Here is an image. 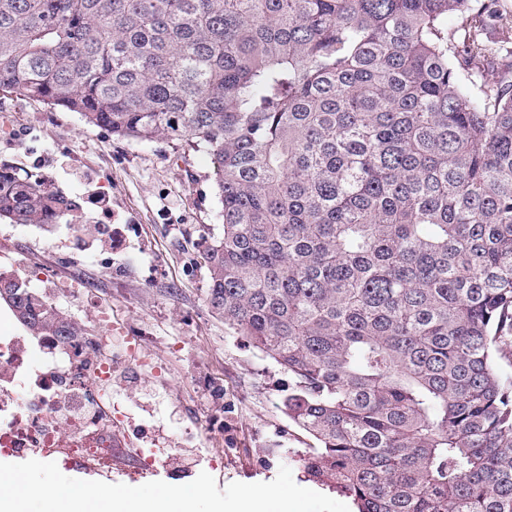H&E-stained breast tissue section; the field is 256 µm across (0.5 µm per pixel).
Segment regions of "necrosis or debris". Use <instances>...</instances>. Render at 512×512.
Listing matches in <instances>:
<instances>
[{"instance_id": "obj_1", "label": "necrosis or debris", "mask_w": 512, "mask_h": 512, "mask_svg": "<svg viewBox=\"0 0 512 512\" xmlns=\"http://www.w3.org/2000/svg\"><path fill=\"white\" fill-rule=\"evenodd\" d=\"M98 336L61 342L0 335V453L110 476L126 450L112 427V320Z\"/></svg>"}]
</instances>
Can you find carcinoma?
<instances>
[{
  "label": "carcinoma",
  "mask_w": 512,
  "mask_h": 512,
  "mask_svg": "<svg viewBox=\"0 0 512 512\" xmlns=\"http://www.w3.org/2000/svg\"><path fill=\"white\" fill-rule=\"evenodd\" d=\"M489 28L509 0H0L1 92L206 153L207 303L288 373L304 469L357 512H512V34ZM79 210L0 167V220ZM2 282L31 335H83Z\"/></svg>",
  "instance_id": "cac0c4a2"
}]
</instances>
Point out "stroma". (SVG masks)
<instances>
[{
	"label": "stroma",
	"mask_w": 512,
	"mask_h": 512,
	"mask_svg": "<svg viewBox=\"0 0 512 512\" xmlns=\"http://www.w3.org/2000/svg\"><path fill=\"white\" fill-rule=\"evenodd\" d=\"M2 111L12 119L0 125V163L25 176L29 154L39 155L65 196L84 201L90 191L102 193L118 230L107 244L94 235L75 238L85 215L46 226L0 221V239L13 244L24 267L21 279L38 295L52 293L88 336L101 326L61 282L72 271L93 283L113 322L133 339V356L112 384L114 422L129 448L196 451L194 471L157 459L136 478L119 463L113 482L182 485L204 471L222 489L272 481L284 465L297 485L336 497L304 472L301 458L316 441L280 408L287 373L205 302L209 274L198 250L222 230L206 154L166 140L119 139L76 113L14 93L0 92Z\"/></svg>",
	"instance_id": "1"
}]
</instances>
